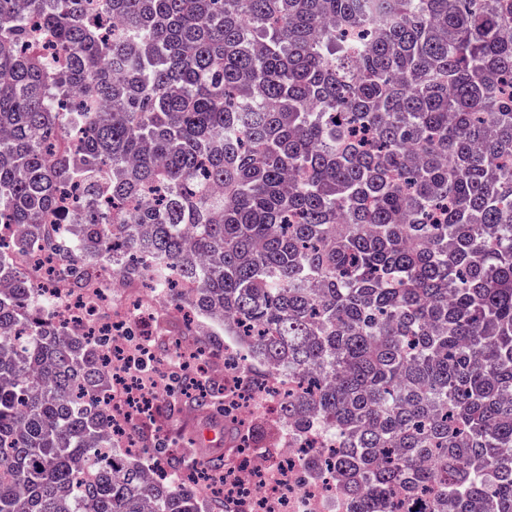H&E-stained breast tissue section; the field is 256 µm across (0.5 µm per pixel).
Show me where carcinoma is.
<instances>
[{"mask_svg": "<svg viewBox=\"0 0 512 512\" xmlns=\"http://www.w3.org/2000/svg\"><path fill=\"white\" fill-rule=\"evenodd\" d=\"M5 223L0 512H224L179 479L224 458L164 447L152 482L117 449L107 349L52 320L37 248L287 375L352 512H512V0H0Z\"/></svg>", "mask_w": 512, "mask_h": 512, "instance_id": "cac0c4a2", "label": "carcinoma"}]
</instances>
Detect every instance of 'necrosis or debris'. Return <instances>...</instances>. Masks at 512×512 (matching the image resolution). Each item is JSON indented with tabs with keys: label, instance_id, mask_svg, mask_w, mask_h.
<instances>
[{
	"label": "necrosis or debris",
	"instance_id": "necrosis-or-debris-1",
	"mask_svg": "<svg viewBox=\"0 0 512 512\" xmlns=\"http://www.w3.org/2000/svg\"><path fill=\"white\" fill-rule=\"evenodd\" d=\"M53 294L55 320L70 325L94 322L112 352L107 396L115 433H123L135 415L128 405L132 396L159 387L162 374L189 366L206 375H223L226 419L239 431L247 430L254 415L275 413L284 381L272 373L265 376L261 391L250 390L251 377L232 346L203 353L179 339L166 354L157 355V336L147 329L157 317V303L142 285L102 270L95 273L92 288L80 293L57 288ZM329 443L324 432L303 442L285 432L272 447L240 449L223 477L205 481V491L223 496L226 512H239L244 505L250 512H345V494L334 474L314 475L304 467L307 448Z\"/></svg>",
	"mask_w": 512,
	"mask_h": 512
}]
</instances>
